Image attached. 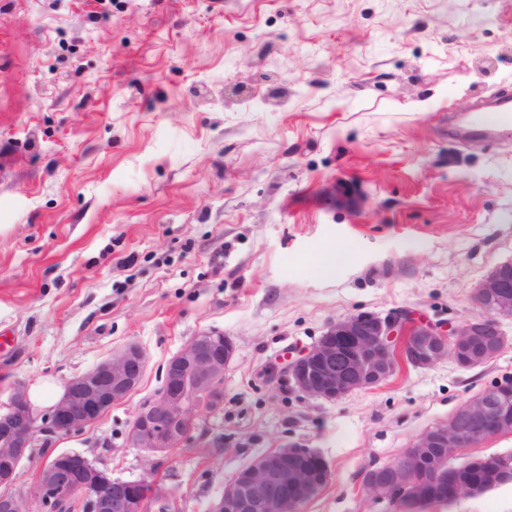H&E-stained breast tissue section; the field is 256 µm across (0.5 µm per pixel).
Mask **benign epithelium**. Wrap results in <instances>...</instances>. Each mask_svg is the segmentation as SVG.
Returning <instances> with one entry per match:
<instances>
[{"label":"benign epithelium","instance_id":"obj_1","mask_svg":"<svg viewBox=\"0 0 512 512\" xmlns=\"http://www.w3.org/2000/svg\"><path fill=\"white\" fill-rule=\"evenodd\" d=\"M474 301L478 313L446 331L408 310L338 318L288 362L285 382L305 397L334 403L377 386L401 363L427 368L451 356L466 369L486 364L512 343L502 328L503 321L512 320V262L479 281ZM235 353L234 341L221 332L187 340L166 363L160 388L135 412L128 444L148 453L177 447L196 426L201 406L221 404L224 371ZM146 368L144 350L129 343L68 380L45 411L30 402L25 385H14L6 411L0 412V512H74L77 506L81 512H172L171 496L155 481L114 478L76 452L55 453L28 491L13 489L38 440L48 443L93 424L138 387ZM511 393L510 381L482 390L447 421L417 435L393 462L365 469V493L398 507L404 499L439 498L448 491L456 498L484 493V487L462 477L480 465L495 469L501 480L512 478V460L504 454H462L481 440L512 434V409L504 404ZM331 479L320 452L287 445L239 467L208 512H301Z\"/></svg>","mask_w":512,"mask_h":512}]
</instances>
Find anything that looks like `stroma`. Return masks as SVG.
Listing matches in <instances>:
<instances>
[{"label":"stroma","instance_id":"35a3bbf8","mask_svg":"<svg viewBox=\"0 0 512 512\" xmlns=\"http://www.w3.org/2000/svg\"><path fill=\"white\" fill-rule=\"evenodd\" d=\"M507 86L512 0H0V409L134 342L137 389L52 450L207 512L243 463L302 444L333 471L304 512H397L361 472L512 380V345L334 403L281 372L340 317L474 316L512 262V126L462 138L448 118ZM204 331L236 345L220 408L170 451L131 447ZM426 512H512V483Z\"/></svg>","mask_w":512,"mask_h":512}]
</instances>
